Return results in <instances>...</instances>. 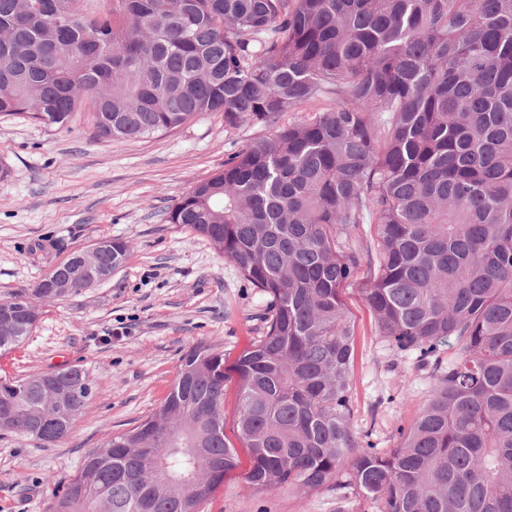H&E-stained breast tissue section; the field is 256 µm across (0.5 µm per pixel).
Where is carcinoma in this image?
I'll list each match as a JSON object with an SVG mask.
<instances>
[{"mask_svg":"<svg viewBox=\"0 0 512 512\" xmlns=\"http://www.w3.org/2000/svg\"><path fill=\"white\" fill-rule=\"evenodd\" d=\"M0 0V117L97 138L172 132L209 113L272 126L168 213L207 238L274 314L234 363L199 345L163 403L90 454L49 512H200L239 465L252 494L336 489L379 512H512V0ZM324 108L284 126L285 112ZM371 224L362 288L381 336L448 367L379 451L350 408L354 336L340 290L359 263L338 237ZM119 268L127 245L105 241ZM80 251L0 301V352L33 331L34 300L86 288ZM93 394L85 369L0 377V435L64 439Z\"/></svg>","mask_w":512,"mask_h":512,"instance_id":"1","label":"carcinoma"}]
</instances>
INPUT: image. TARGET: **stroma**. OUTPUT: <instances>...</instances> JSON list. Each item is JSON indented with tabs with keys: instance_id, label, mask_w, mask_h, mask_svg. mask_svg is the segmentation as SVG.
Masks as SVG:
<instances>
[{
	"instance_id": "obj_1",
	"label": "stroma",
	"mask_w": 512,
	"mask_h": 512,
	"mask_svg": "<svg viewBox=\"0 0 512 512\" xmlns=\"http://www.w3.org/2000/svg\"><path fill=\"white\" fill-rule=\"evenodd\" d=\"M248 123L231 127L220 112L135 140H98L87 112L61 128L0 118V300L39 282L72 250L105 238L126 242L125 263L90 288L38 302L28 339L0 354V377L67 366L86 369L94 394L68 435L46 447L0 436V512H46L55 493L112 434L135 427L163 402L182 356L204 344L234 360L262 336L270 298L246 282L204 237L167 220L192 187L222 170L228 156L265 136ZM342 298L354 326L350 396L354 430L378 450L395 447L398 428L423 408L435 376L417 354L379 336L359 282ZM240 466L201 512H378L357 494L285 489L250 495Z\"/></svg>"
}]
</instances>
